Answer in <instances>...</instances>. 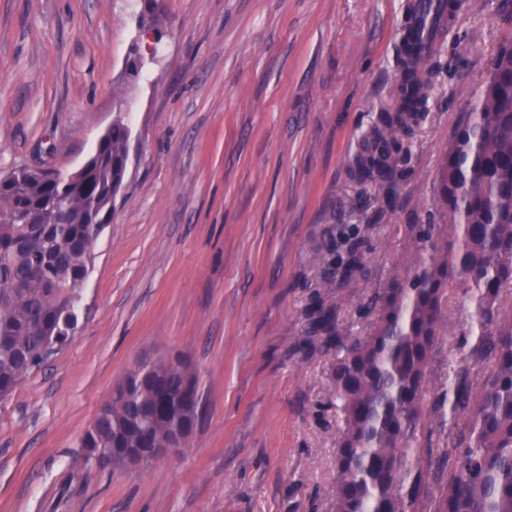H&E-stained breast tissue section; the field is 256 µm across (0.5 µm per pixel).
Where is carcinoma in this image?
<instances>
[{
  "mask_svg": "<svg viewBox=\"0 0 512 512\" xmlns=\"http://www.w3.org/2000/svg\"><path fill=\"white\" fill-rule=\"evenodd\" d=\"M403 78L397 108L369 133L372 152L359 172L387 176L403 166L402 137L413 131L427 103L426 68L413 36L401 41ZM129 130L122 118L100 144L80 184L23 172L0 185V400L54 351L78 325V310L93 263L97 229L112 216V196L125 176ZM439 224H411L420 262L398 263L359 310L372 316L369 332L352 338L332 312L317 329L336 349L331 370L340 428L336 439L333 512H414L421 494L436 489L426 512H512V319L497 307L512 284V41L501 45L483 80L474 111L462 115L448 143L438 181ZM364 267L359 244L325 280ZM476 302L483 327L459 344L461 361L448 390L431 407L467 416L448 432L452 451L433 458L435 429L423 403L446 331L451 290ZM483 368L480 382L473 369ZM156 366L164 382L124 391L136 373L116 382L119 397L96 414L80 448L87 462L126 468L123 448L161 442L167 419L180 413V378Z\"/></svg>",
  "mask_w": 512,
  "mask_h": 512,
  "instance_id": "cac0c4a2",
  "label": "carcinoma"
}]
</instances>
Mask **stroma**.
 Wrapping results in <instances>:
<instances>
[{
	"mask_svg": "<svg viewBox=\"0 0 512 512\" xmlns=\"http://www.w3.org/2000/svg\"><path fill=\"white\" fill-rule=\"evenodd\" d=\"M415 0H0V178L69 175L116 115L127 170L98 237L78 329L0 401V512H331L334 350L321 311L365 334L358 307L417 257L437 219L451 133L502 41L505 0L446 25L428 108L390 196L358 173L394 105ZM362 274L324 285L341 226ZM431 394L475 328L448 301ZM149 357L184 360L201 412L187 450L131 470L87 463L80 438Z\"/></svg>",
	"mask_w": 512,
	"mask_h": 512,
	"instance_id": "35a3bbf8",
	"label": "stroma"
}]
</instances>
